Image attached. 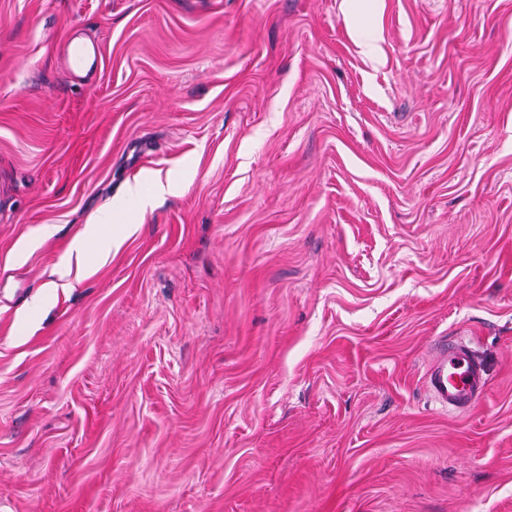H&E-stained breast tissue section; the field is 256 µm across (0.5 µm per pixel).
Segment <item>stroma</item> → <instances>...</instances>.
Segmentation results:
<instances>
[{
  "label": "stroma",
  "mask_w": 512,
  "mask_h": 512,
  "mask_svg": "<svg viewBox=\"0 0 512 512\" xmlns=\"http://www.w3.org/2000/svg\"><path fill=\"white\" fill-rule=\"evenodd\" d=\"M0 512H512V0H0ZM146 183L152 185L154 194L165 193L170 188L169 187L168 189H165L164 186L160 182L154 180L151 175H145L134 183H128L126 187V196L137 199L140 208L142 209H145L152 204L154 196L153 194H150L144 190V185ZM486 384L484 363L474 351L445 339L427 372L428 389L441 406L467 410L484 397Z\"/></svg>",
  "instance_id": "35a3bbf8"
}]
</instances>
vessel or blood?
I'll return each instance as SVG.
<instances>
[{"label": "vessel or blood", "instance_id": "1", "mask_svg": "<svg viewBox=\"0 0 512 512\" xmlns=\"http://www.w3.org/2000/svg\"><path fill=\"white\" fill-rule=\"evenodd\" d=\"M483 361L468 346L445 340L435 363L427 372V386L442 407L466 410L486 392Z\"/></svg>", "mask_w": 512, "mask_h": 512}]
</instances>
